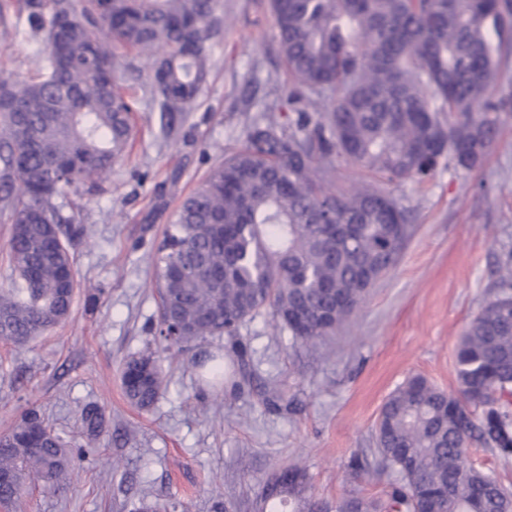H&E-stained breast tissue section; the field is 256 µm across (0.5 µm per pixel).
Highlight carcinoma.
<instances>
[{
  "label": "carcinoma",
  "instance_id": "1",
  "mask_svg": "<svg viewBox=\"0 0 512 512\" xmlns=\"http://www.w3.org/2000/svg\"><path fill=\"white\" fill-rule=\"evenodd\" d=\"M45 33L41 66L0 79V215L14 278L0 288V337L23 344L66 320L71 241L82 228L56 198L112 169L133 103L111 81L117 50L158 52L151 84L164 110L187 112L223 30L217 0H26ZM294 117L266 114L188 195L157 247L159 336L178 345L235 336L263 310L304 343L330 336L397 263L410 210L382 183L422 184L440 163L482 166L499 131L495 98L512 56V0H271ZM368 175L334 188L335 162ZM68 229H62V225ZM456 351L458 390L411 377L385 402L375 456L399 475L365 512H502L512 490L466 464L475 441L512 458V265ZM189 335L166 328L170 314ZM157 361H127L128 401L152 406ZM482 408L476 414V408ZM0 449V505L27 483L55 486L71 451L36 411ZM261 512H315L296 466L275 474Z\"/></svg>",
  "mask_w": 512,
  "mask_h": 512
}]
</instances>
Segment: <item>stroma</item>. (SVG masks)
I'll return each instance as SVG.
<instances>
[{
    "mask_svg": "<svg viewBox=\"0 0 512 512\" xmlns=\"http://www.w3.org/2000/svg\"><path fill=\"white\" fill-rule=\"evenodd\" d=\"M0 15V77L33 74L43 35L18 10ZM224 32L191 111L164 118L151 95L149 60L124 51L115 82L135 102L126 155L96 190L74 196L84 230L68 319L17 346L0 339V436L30 407L74 447L59 489L30 487L12 512H137L142 498L174 512H258L268 478L289 464L306 475L320 512L342 498L384 496L399 479L372 462L387 398L409 377L458 389L455 351L469 322L512 264V110L481 168L438 167L425 184L389 185L410 206L411 236L395 268L336 335L296 342L267 313L238 336H210L160 353L157 402L139 409L120 370L159 352L153 254L171 216L264 107L281 105L287 77L270 0H219ZM218 359L224 378L204 365ZM104 424L87 435L84 407ZM367 461L349 481L353 457Z\"/></svg>",
    "mask_w": 512,
    "mask_h": 512,
    "instance_id": "35a3bbf8",
    "label": "stroma"
}]
</instances>
